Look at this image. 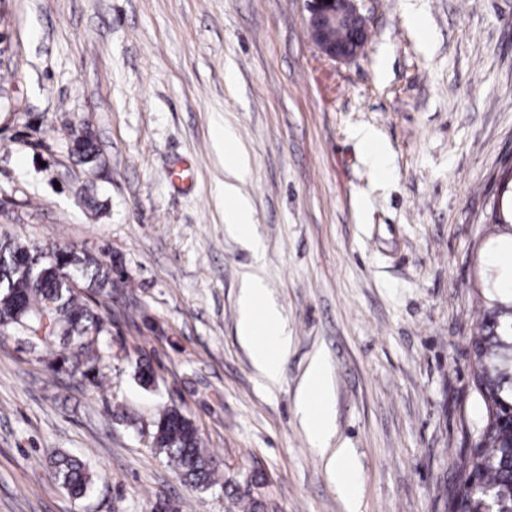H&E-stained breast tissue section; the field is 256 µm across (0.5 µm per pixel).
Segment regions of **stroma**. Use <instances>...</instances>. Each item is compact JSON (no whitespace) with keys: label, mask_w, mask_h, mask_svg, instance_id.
Segmentation results:
<instances>
[{"label":"stroma","mask_w":512,"mask_h":512,"mask_svg":"<svg viewBox=\"0 0 512 512\" xmlns=\"http://www.w3.org/2000/svg\"><path fill=\"white\" fill-rule=\"evenodd\" d=\"M361 8L368 42L341 62L305 0H0V234L109 252L127 278L102 387L0 336V512H348L297 410L318 355L360 512H445L484 418L469 340L499 238L490 180L512 157V0ZM80 125L98 163L70 156ZM221 126L256 249L224 227ZM248 277L289 338L273 384L238 337ZM173 404L224 485L189 486L154 448ZM59 451L95 473L91 496L51 481ZM216 140L224 144V166L235 177L239 176L243 165V158L236 152V137L228 128L216 130Z\"/></svg>","instance_id":"stroma-1"}]
</instances>
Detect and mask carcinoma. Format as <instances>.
I'll return each instance as SVG.
<instances>
[{"instance_id":"1","label":"carcinoma","mask_w":512,"mask_h":512,"mask_svg":"<svg viewBox=\"0 0 512 512\" xmlns=\"http://www.w3.org/2000/svg\"><path fill=\"white\" fill-rule=\"evenodd\" d=\"M73 153L89 160L94 142L81 129L71 132ZM491 221L507 235L512 248V203L492 205ZM56 267L45 259V249L28 247L5 236L0 239V334L20 330L38 349L59 344L48 364L53 374L78 376L93 387L101 384L99 341L87 330L112 334V317L98 307L112 300V288L125 283L122 264L80 251L76 247L51 248ZM101 297L97 307L80 298L72 286L75 277ZM476 334L470 340L472 384L485 417L473 442L462 449L458 461V487L446 512H512V311L499 303L508 299L496 288ZM155 447L193 487L218 484L220 462L204 447L191 420L177 408L165 409L156 421ZM51 479L74 497L90 493L95 485L91 470L81 460L56 454L49 460Z\"/></svg>"}]
</instances>
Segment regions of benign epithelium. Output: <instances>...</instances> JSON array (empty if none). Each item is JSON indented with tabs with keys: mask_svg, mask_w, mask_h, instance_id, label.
Returning <instances> with one entry per match:
<instances>
[{
	"mask_svg": "<svg viewBox=\"0 0 512 512\" xmlns=\"http://www.w3.org/2000/svg\"><path fill=\"white\" fill-rule=\"evenodd\" d=\"M360 0H306L310 38L327 57L347 61L361 53V43L368 36L365 17L360 12ZM344 29L348 37L337 41L333 31Z\"/></svg>",
	"mask_w": 512,
	"mask_h": 512,
	"instance_id": "1",
	"label": "benign epithelium"
}]
</instances>
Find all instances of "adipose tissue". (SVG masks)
<instances>
[{
    "instance_id": "adipose-tissue-1",
    "label": "adipose tissue",
    "mask_w": 512,
    "mask_h": 512,
    "mask_svg": "<svg viewBox=\"0 0 512 512\" xmlns=\"http://www.w3.org/2000/svg\"><path fill=\"white\" fill-rule=\"evenodd\" d=\"M262 281L244 283L239 296L238 333L252 350L253 364L259 375L270 382L280 376L281 357L288 347L281 312L265 301ZM333 394L327 378V366L313 359L299 397L301 420L313 448L325 450L333 435Z\"/></svg>"
}]
</instances>
